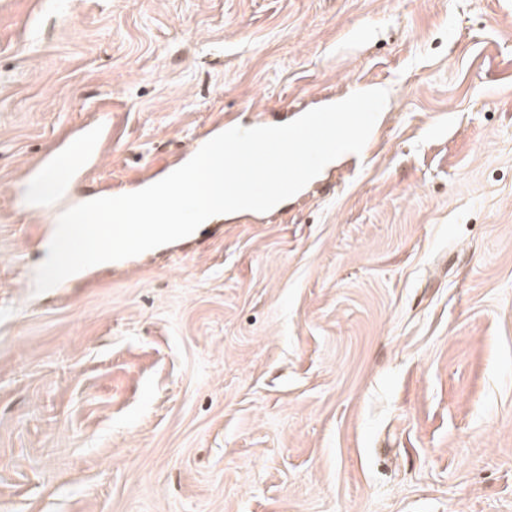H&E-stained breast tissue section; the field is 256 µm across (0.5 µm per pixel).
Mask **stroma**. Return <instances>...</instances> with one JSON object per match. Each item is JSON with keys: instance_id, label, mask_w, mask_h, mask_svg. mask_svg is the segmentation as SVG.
<instances>
[{"instance_id": "35a3bbf8", "label": "stroma", "mask_w": 512, "mask_h": 512, "mask_svg": "<svg viewBox=\"0 0 512 512\" xmlns=\"http://www.w3.org/2000/svg\"><path fill=\"white\" fill-rule=\"evenodd\" d=\"M382 88L266 215L35 293L45 200ZM0 512H512V0H0Z\"/></svg>"}]
</instances>
